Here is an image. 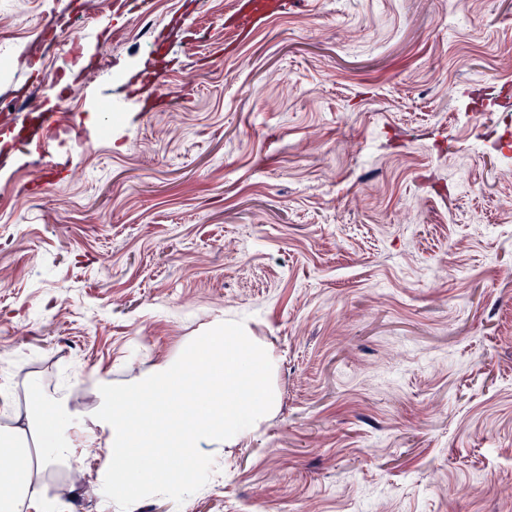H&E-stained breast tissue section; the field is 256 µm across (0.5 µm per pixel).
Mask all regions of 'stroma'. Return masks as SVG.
<instances>
[{
  "label": "stroma",
  "mask_w": 512,
  "mask_h": 512,
  "mask_svg": "<svg viewBox=\"0 0 512 512\" xmlns=\"http://www.w3.org/2000/svg\"><path fill=\"white\" fill-rule=\"evenodd\" d=\"M96 21L0 0V108L51 83L60 120L107 125L56 181L0 169V378L93 398L217 320L278 359L279 407L222 481L129 512H512V0H148ZM146 112H88L75 83ZM470 120H460V113ZM42 487L120 512L107 450Z\"/></svg>",
  "instance_id": "obj_1"
}]
</instances>
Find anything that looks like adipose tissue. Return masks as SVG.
Instances as JSON below:
<instances>
[{
    "label": "adipose tissue",
    "instance_id": "adipose-tissue-1",
    "mask_svg": "<svg viewBox=\"0 0 512 512\" xmlns=\"http://www.w3.org/2000/svg\"><path fill=\"white\" fill-rule=\"evenodd\" d=\"M72 395L71 386L49 392L33 377L20 399L12 381L0 382V406L9 410L7 423L0 425V452L16 462L10 475H0V512H45V474L61 466L81 468L82 459L67 434Z\"/></svg>",
    "mask_w": 512,
    "mask_h": 512
}]
</instances>
